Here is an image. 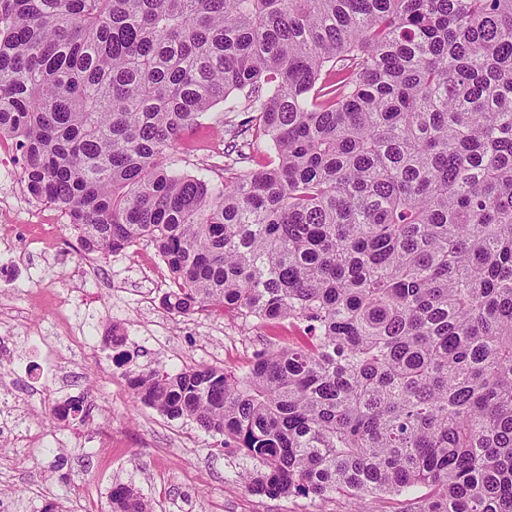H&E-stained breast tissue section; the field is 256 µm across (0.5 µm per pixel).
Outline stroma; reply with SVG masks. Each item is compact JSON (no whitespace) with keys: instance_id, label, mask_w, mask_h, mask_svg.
Masks as SVG:
<instances>
[{"instance_id":"stroma-1","label":"stroma","mask_w":512,"mask_h":512,"mask_svg":"<svg viewBox=\"0 0 512 512\" xmlns=\"http://www.w3.org/2000/svg\"><path fill=\"white\" fill-rule=\"evenodd\" d=\"M223 115L216 105L182 141L178 172L222 176ZM13 194L16 209L0 214V249L16 256V275L41 288L0 278V512H41L49 502L64 512H111L118 483L139 488L152 512H408L398 495L321 501L246 491L240 475L254 461L222 448V435L136 402L125 373L159 365L242 372L268 340H291L295 329L284 320L172 314L160 302L167 285L154 279L152 243L106 257L83 251L68 225L27 226L36 200L22 183ZM34 233L42 248H30ZM113 328L128 355L122 368L103 341ZM52 364L56 379L35 390V376ZM67 399L81 401L82 412L55 419L53 407Z\"/></svg>"}]
</instances>
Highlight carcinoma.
Masks as SVG:
<instances>
[{
  "mask_svg": "<svg viewBox=\"0 0 512 512\" xmlns=\"http://www.w3.org/2000/svg\"><path fill=\"white\" fill-rule=\"evenodd\" d=\"M220 102L224 179L176 173ZM0 136L84 250L153 243L167 311L302 327L129 375L248 492L512 512V0H0Z\"/></svg>",
  "mask_w": 512,
  "mask_h": 512,
  "instance_id": "1",
  "label": "carcinoma"
}]
</instances>
